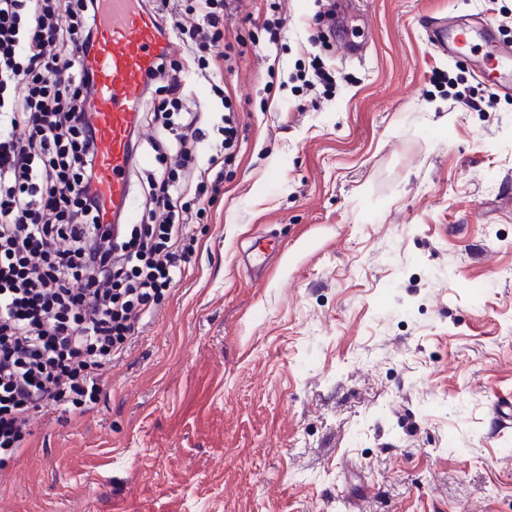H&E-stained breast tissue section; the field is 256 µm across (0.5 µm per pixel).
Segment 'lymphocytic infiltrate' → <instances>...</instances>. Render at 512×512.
<instances>
[{
	"mask_svg": "<svg viewBox=\"0 0 512 512\" xmlns=\"http://www.w3.org/2000/svg\"><path fill=\"white\" fill-rule=\"evenodd\" d=\"M240 0H196L187 25L169 0L153 9L187 38L189 62L220 41ZM101 0H0V472L31 445L34 414L87 415L112 363L190 263L185 193L216 196L236 129L197 161L207 104L188 101L182 65L158 64L139 119L154 123L157 159L183 174L149 173L148 223L99 220L95 126L83 99L93 73L75 60L95 45Z\"/></svg>",
	"mask_w": 512,
	"mask_h": 512,
	"instance_id": "f902f5d3",
	"label": "lymphocytic infiltrate"
}]
</instances>
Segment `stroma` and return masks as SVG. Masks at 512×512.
<instances>
[{"mask_svg":"<svg viewBox=\"0 0 512 512\" xmlns=\"http://www.w3.org/2000/svg\"><path fill=\"white\" fill-rule=\"evenodd\" d=\"M357 8L352 57L335 0H243L206 51L203 142L227 114L239 143L187 275L94 412L37 419L0 512H512V95L427 35L512 44V0ZM429 30L435 38L434 46L443 52H447L448 47L457 54L463 55L472 51L473 45L464 28L456 30L448 40V24L444 18L431 17Z\"/></svg>","mask_w":512,"mask_h":512,"instance_id":"35a3bbf8","label":"stroma"}]
</instances>
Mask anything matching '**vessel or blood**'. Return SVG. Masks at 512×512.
Here are the masks:
<instances>
[{
	"mask_svg": "<svg viewBox=\"0 0 512 512\" xmlns=\"http://www.w3.org/2000/svg\"><path fill=\"white\" fill-rule=\"evenodd\" d=\"M105 9L98 22L95 48L80 56L81 67L92 71L97 91L82 103L96 118V151L99 160L100 221L104 224L136 223L138 213L131 202L132 173L147 159L135 155L132 139L141 132L138 109L146 78L161 59L175 55L170 35L162 33L156 13L141 0H102ZM434 45L457 54L471 51L466 29L449 32L445 19L429 23ZM483 45L491 60L482 76L493 89L512 82V48L502 47L493 26H485Z\"/></svg>",
	"mask_w": 512,
	"mask_h": 512,
	"instance_id": "obj_1",
	"label": "vessel or blood"
}]
</instances>
